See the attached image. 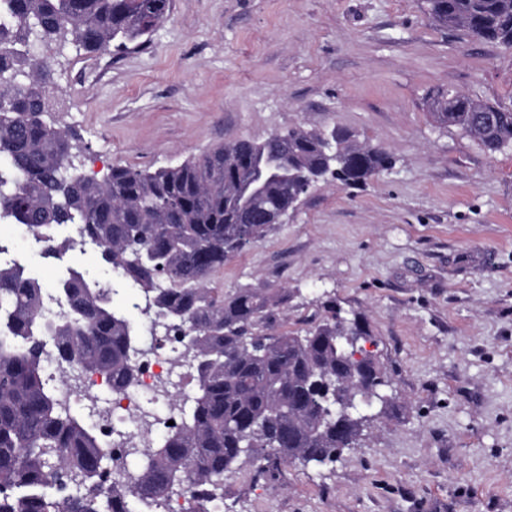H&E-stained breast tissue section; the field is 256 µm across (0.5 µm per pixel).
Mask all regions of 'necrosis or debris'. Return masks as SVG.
Wrapping results in <instances>:
<instances>
[{
  "mask_svg": "<svg viewBox=\"0 0 512 512\" xmlns=\"http://www.w3.org/2000/svg\"><path fill=\"white\" fill-rule=\"evenodd\" d=\"M148 339L151 351L140 361V381L130 391L113 395L107 406H99L95 391L99 383L94 374L83 377L81 391L61 388L59 396L67 403L82 402L89 414L94 416L97 429L104 442L112 448V470L135 479L131 450L143 447L160 429L162 420H177L175 399H188L191 366L183 357V347L176 330L159 324L150 326ZM164 401L167 412L164 419L144 409L143 398Z\"/></svg>",
  "mask_w": 512,
  "mask_h": 512,
  "instance_id": "obj_1",
  "label": "necrosis or debris"
}]
</instances>
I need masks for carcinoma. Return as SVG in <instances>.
I'll return each instance as SVG.
<instances>
[{"label":"carcinoma","mask_w":512,"mask_h":512,"mask_svg":"<svg viewBox=\"0 0 512 512\" xmlns=\"http://www.w3.org/2000/svg\"><path fill=\"white\" fill-rule=\"evenodd\" d=\"M442 29L512 49V0H423ZM172 0H0V240L26 226L41 256L63 264L46 289L26 262H0V512H162L177 496L189 512L224 500V475L251 455L277 477L298 460L337 461L360 436L351 412L323 414L385 384L373 360H354L344 337L358 321L337 313L305 334L278 332L274 311L288 294L261 288L224 293L211 278L224 261L265 237L313 187L314 170L347 187L392 167L376 146L333 129L290 128L263 141L241 138L178 165L115 166L98 180L75 163L67 132L48 123V65L36 42L66 35L89 53L143 45ZM429 114L475 137L490 154L512 147V108L436 90ZM288 139L280 159L278 140ZM94 254L115 272L91 278L68 257ZM139 292L140 314L177 323L196 389L177 404L181 426L158 446L135 449L134 482H99L97 425L58 398L73 373L105 371L112 392L131 385L139 330L112 306L118 289ZM61 313H47V301ZM51 347L58 379L48 374Z\"/></svg>","instance_id":"carcinoma-1"}]
</instances>
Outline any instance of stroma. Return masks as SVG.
<instances>
[{"label":"stroma","mask_w":512,"mask_h":512,"mask_svg":"<svg viewBox=\"0 0 512 512\" xmlns=\"http://www.w3.org/2000/svg\"><path fill=\"white\" fill-rule=\"evenodd\" d=\"M39 54L92 174L293 126L395 160L361 188L319 183L213 278L286 289L277 330L360 320L389 399L336 463L235 470L224 512H512V149L425 108L438 89L512 107V49L434 27L421 0H173L125 54Z\"/></svg>","instance_id":"1"}]
</instances>
